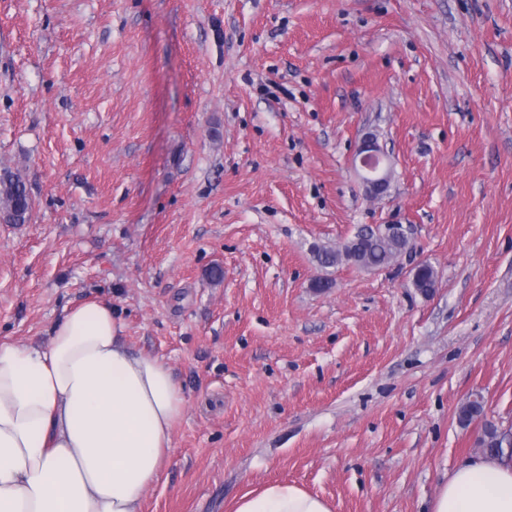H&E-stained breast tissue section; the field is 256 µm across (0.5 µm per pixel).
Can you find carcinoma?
<instances>
[{"instance_id": "obj_1", "label": "carcinoma", "mask_w": 512, "mask_h": 512, "mask_svg": "<svg viewBox=\"0 0 512 512\" xmlns=\"http://www.w3.org/2000/svg\"><path fill=\"white\" fill-rule=\"evenodd\" d=\"M32 199L26 181L20 170L3 168L0 170V223L25 224L30 219ZM409 246V241L400 235L375 231L367 226L358 230L346 243L337 248L317 247L315 258L320 267L327 269L344 263L359 268L377 269L389 264ZM436 275L427 263L418 266L413 280L417 290L425 295L435 288ZM507 437L491 422L484 425L480 447L485 452L501 456Z\"/></svg>"}]
</instances>
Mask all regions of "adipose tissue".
<instances>
[{"instance_id":"obj_1","label":"adipose tissue","mask_w":512,"mask_h":512,"mask_svg":"<svg viewBox=\"0 0 512 512\" xmlns=\"http://www.w3.org/2000/svg\"><path fill=\"white\" fill-rule=\"evenodd\" d=\"M106 303L67 310L49 344L0 342V512H141L186 398L169 367L133 351ZM233 512H332L288 482ZM433 512H512V466L483 455L440 485Z\"/></svg>"}]
</instances>
